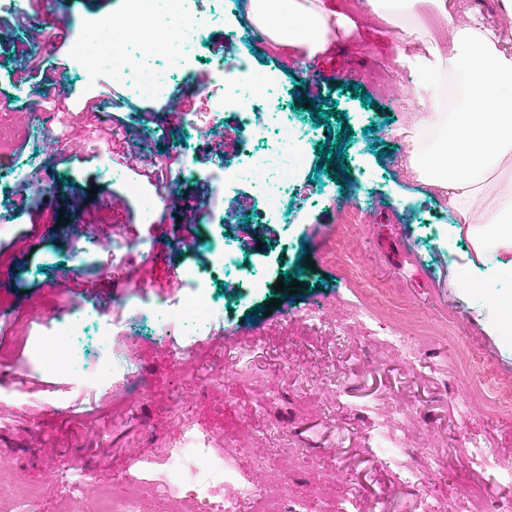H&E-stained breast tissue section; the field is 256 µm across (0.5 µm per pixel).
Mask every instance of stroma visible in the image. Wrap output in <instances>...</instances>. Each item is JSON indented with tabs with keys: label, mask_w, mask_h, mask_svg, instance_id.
Wrapping results in <instances>:
<instances>
[{
	"label": "stroma",
	"mask_w": 512,
	"mask_h": 512,
	"mask_svg": "<svg viewBox=\"0 0 512 512\" xmlns=\"http://www.w3.org/2000/svg\"><path fill=\"white\" fill-rule=\"evenodd\" d=\"M224 17L208 22L190 72L210 77L209 64L247 55V76L273 77L277 107L309 132L305 163L289 187L296 206L293 223L269 224L253 183L223 184L216 160L238 166L261 153L242 148L244 131L236 106L217 117L213 132L190 135V114L208 112L203 94L186 99V112L168 111V97L135 102L133 108L102 101L103 83L124 96L111 71L86 85L70 61L69 47L44 64L71 88L60 98L51 84L19 81L17 61L0 46V127L14 130L0 148V481L28 501V512H61L73 501L65 483L48 485L47 473L71 462L89 474V497L111 491L128 475L155 489L142 512H173L164 490L170 472L211 487L215 501L230 500L236 512H258L250 491L269 472L283 468L284 507L303 512H475L461 491L477 473L494 501L512 498V414L461 405L456 343L512 378V335L490 333L484 290L464 292L450 284L452 272L468 274L472 249L456 235L447 198L414 181L406 170L401 128L415 110L408 94L418 77L396 61L387 27L362 8L345 10L344 0H324L347 11L351 25L338 33L334 49L314 64L331 76L320 94L328 98L323 119L304 108L309 87L299 55L273 51L267 42L250 46L234 37L249 29L248 0H223ZM99 103L104 137L83 114ZM337 153L322 155L324 145ZM181 148L193 172L163 193L180 208L159 203L166 223H142L138 191H154L158 152ZM48 182L38 209L12 212L17 198L11 171ZM212 197L207 223L184 222L201 184ZM121 209L108 208L112 199ZM357 208L347 254L334 256L335 233L346 207ZM98 223L105 235L167 239L156 259L125 262L105 249L83 244V222ZM225 237L238 244L239 269L261 280L243 288L236 277L212 269L206 241ZM315 268H308V261ZM97 268L93 277L76 266ZM192 267L225 310L199 338L195 368L177 370L178 331L157 327L152 312L162 301L187 294L179 275ZM297 279L298 293L275 291L282 276ZM69 277L67 291L54 282ZM106 301L103 318L121 316L138 363L134 382L112 379L108 391L93 387L100 351L83 340L78 370L45 366L34 349L51 336L59 317L83 302L86 291ZM278 307L264 314V306ZM415 326L454 321L459 341L440 338L420 344L417 364L385 347L398 321ZM193 424L179 446L169 438L179 418ZM255 448L245 463L225 457L241 430ZM214 438L209 467L197 465L203 438ZM445 449L440 473L420 484L394 476L405 449L423 443ZM493 448L498 458L481 459Z\"/></svg>",
	"instance_id": "stroma-1"
}]
</instances>
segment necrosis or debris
I'll return each instance as SVG.
<instances>
[{
  "instance_id": "obj_1",
  "label": "necrosis or debris",
  "mask_w": 512,
  "mask_h": 512,
  "mask_svg": "<svg viewBox=\"0 0 512 512\" xmlns=\"http://www.w3.org/2000/svg\"><path fill=\"white\" fill-rule=\"evenodd\" d=\"M191 0H126V15L115 18L106 14L96 20L99 40L76 32L71 46V61L82 74L85 83H92L104 68H111L130 99L147 100L170 93L175 79H188V68L193 60L197 42L204 27L201 18L190 7ZM143 19V27L161 34L159 43L151 51L140 48V28L131 25V18ZM246 68L245 60L224 64L215 59L210 63L213 82L205 88L212 102L209 112L195 113L189 121L192 131H206L215 127V113L224 105H236L243 114L245 134L250 140L266 141L263 153L255 156L252 164L239 166L230 173L235 180L253 182L263 198L269 216L284 211L288 200L289 177L304 159L305 137L289 123L271 130L269 120H255V99L264 96L268 82L241 81L239 74ZM182 279L193 281L191 294L170 302L168 321L181 330L209 324L215 312L208 288L199 285V273L184 269ZM89 309L72 308L61 318L53 338L46 344L43 360L49 364H73L75 360L71 341L82 335ZM120 319L100 325L98 334L107 351L102 359L98 387H107L112 377H132L137 365L126 350L111 349L113 337L123 335ZM463 376L468 385L463 398L468 405L512 413V379L504 378L485 365L475 355H466Z\"/></svg>"
}]
</instances>
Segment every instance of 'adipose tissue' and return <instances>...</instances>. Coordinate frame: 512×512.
<instances>
[{
	"mask_svg": "<svg viewBox=\"0 0 512 512\" xmlns=\"http://www.w3.org/2000/svg\"><path fill=\"white\" fill-rule=\"evenodd\" d=\"M394 43L414 47L420 76L409 169L447 196L483 265L486 286L512 278V183L492 206L477 202L490 177L512 161V40L494 24L467 19L466 0H364ZM248 15L271 48L314 59L329 50L341 20L321 0H248Z\"/></svg>",
	"mask_w": 512,
	"mask_h": 512,
	"instance_id": "adipose-tissue-1",
	"label": "adipose tissue"
}]
</instances>
